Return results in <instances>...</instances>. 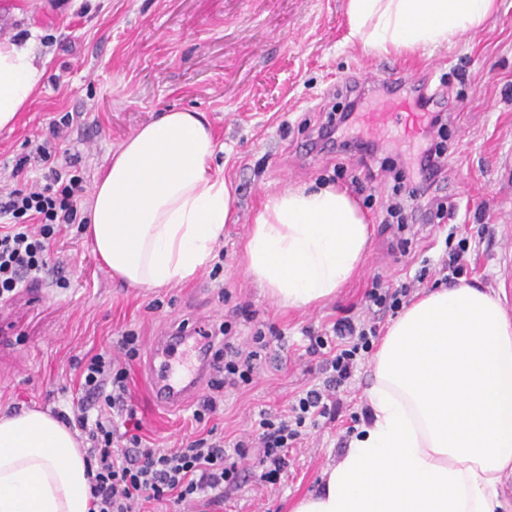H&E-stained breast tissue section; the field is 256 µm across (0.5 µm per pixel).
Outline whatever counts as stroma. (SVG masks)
Returning a JSON list of instances; mask_svg holds the SVG:
<instances>
[{"instance_id": "obj_1", "label": "stroma", "mask_w": 512, "mask_h": 512, "mask_svg": "<svg viewBox=\"0 0 512 512\" xmlns=\"http://www.w3.org/2000/svg\"><path fill=\"white\" fill-rule=\"evenodd\" d=\"M346 0H0V40L30 41L43 73L35 97L14 129L0 130V173L10 174L29 142L48 124L72 113L65 133L87 183L141 127L168 110L204 113L221 150L213 160L234 188L232 219L218 247L224 257L191 280L165 288H137L112 277L83 230L69 226L50 246L41 284L0 305V412L51 411L65 402L75 377L72 360L108 349L118 331L142 341L181 321H228L240 342L255 321L280 336L272 344L279 365H267L252 384L224 395L211 426L225 438L247 436L259 409L280 412L314 382L315 358L305 353L303 328L324 330L337 319L365 315L373 277L395 283L424 274L422 291L437 286V260L447 235L472 244L468 282L499 292L512 315V0L454 44L415 53L378 54L348 41ZM408 69L446 85L451 121L440 138L448 156L441 193L456 205L454 221L415 223L405 232L381 224L379 200L393 180L377 178L378 201L355 200L370 224V243L355 276L338 294L305 308L277 305L246 272L244 245L270 194L287 185L350 187L362 168L347 153L308 151L319 113L330 111L334 90L358 83L368 101L382 71ZM408 238L412 260L390 252ZM65 277L66 287L55 285ZM372 354L360 360L340 391L335 420L320 419L289 449L279 483L246 482L221 506L165 512H289L318 485L346 451L352 419L367 409ZM133 402L143 440L174 446L196 432L191 407L157 404L145 359L133 368Z\"/></svg>"}]
</instances>
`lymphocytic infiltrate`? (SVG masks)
I'll return each mask as SVG.
<instances>
[{
	"label": "lymphocytic infiltrate",
	"instance_id": "f902f5d3",
	"mask_svg": "<svg viewBox=\"0 0 512 512\" xmlns=\"http://www.w3.org/2000/svg\"><path fill=\"white\" fill-rule=\"evenodd\" d=\"M73 122L64 114L52 123L46 136L37 138L29 154L16 160L8 179L0 181V299L14 297L21 288L36 287L48 267L52 238L64 227L81 223L78 202L85 180L73 158L63 157L61 129ZM41 166L39 180H21L30 166ZM420 180L407 195L382 209V221L405 228L412 208L435 209L445 214L447 205L433 194L438 178L448 169L441 147L427 143L418 158ZM414 281L395 285L373 279L365 293L368 317L362 321L337 320L331 333L305 329L306 352L320 356L321 383L311 386L285 413L259 411L248 437L225 441L213 431L186 439L176 448L147 445L139 435H122L134 423L136 411L130 390V365L140 357V340L135 331H124L111 350L84 356L78 363L76 402L69 410L53 409V416L78 430L87 445L90 461L91 512H145L146 504L171 501L180 504L205 502L217 505L225 494L239 489L245 474L238 463L255 457L256 478L277 482L288 466V450L318 418L335 419L341 408L337 397L353 377L363 353L369 352L377 335L375 318L397 312L410 301ZM230 327L212 326L215 352L209 390L196 403L192 418L208 422L224 403V392L251 384L261 365L267 343L262 330L252 335L254 347L244 350L229 338Z\"/></svg>",
	"mask_w": 512,
	"mask_h": 512
}]
</instances>
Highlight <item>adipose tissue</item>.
Masks as SVG:
<instances>
[{"label": "adipose tissue", "instance_id": "ef3b65f1", "mask_svg": "<svg viewBox=\"0 0 512 512\" xmlns=\"http://www.w3.org/2000/svg\"><path fill=\"white\" fill-rule=\"evenodd\" d=\"M496 0H347L348 38L389 51L451 45ZM39 69L28 42L0 41V130L30 105ZM203 113L142 127L96 178L87 231L133 286L186 281L211 259L233 189ZM365 215L344 189L287 186L245 243L246 272L280 305L336 296L361 266ZM369 420L291 512H512V318L500 297L459 284L425 293L373 359ZM86 453L49 413L0 415V512H90Z\"/></svg>", "mask_w": 512, "mask_h": 512}]
</instances>
